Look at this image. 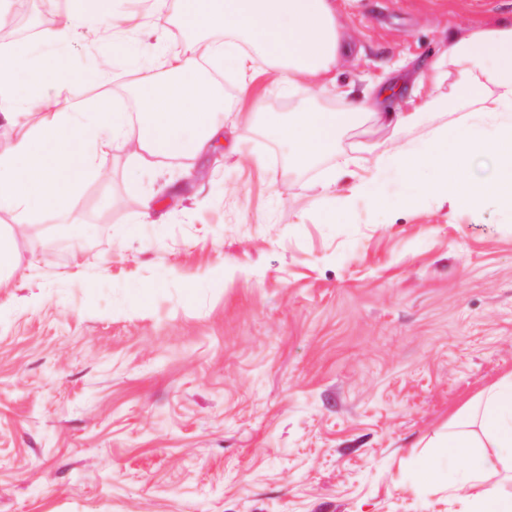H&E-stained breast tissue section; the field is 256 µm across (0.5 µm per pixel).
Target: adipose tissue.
I'll return each mask as SVG.
<instances>
[{
    "label": "adipose tissue",
    "instance_id": "adipose-tissue-1",
    "mask_svg": "<svg viewBox=\"0 0 512 512\" xmlns=\"http://www.w3.org/2000/svg\"><path fill=\"white\" fill-rule=\"evenodd\" d=\"M110 5L111 0H79L60 25L42 31L41 44L64 47L91 20L105 18ZM185 20L217 33L211 49L214 60L230 62L245 76L253 71L256 59H263L275 66L281 84L292 94L309 93L310 80L331 81L341 52L335 0H189ZM21 65L17 53L0 49V118L8 121L25 110L42 111L30 136L0 147V212L16 219L15 224L0 227V279L22 261L19 222L35 215L48 221L69 210L82 186L99 176L102 160L113 147H134L142 159H187L202 154L222 131L213 121L222 110L216 94L199 82L196 61L179 53L166 61L175 92L151 95L134 114L111 111L104 103L92 110L47 111L40 92L45 75L33 79L38 93L17 96L15 75ZM447 67L456 72L460 88L476 96L480 111L506 114V121L489 137L470 125L436 130L427 144L384 154L374 169L356 174L345 185L336 176H327L324 201L345 210L359 197L378 199L379 180L386 172L416 180L426 170L430 177L423 180V194L445 196L471 209L488 198L512 207V23L475 28L451 41L446 59L431 64L427 81L439 80ZM410 102L408 112H376L368 97L353 103L346 113L293 112L276 122L274 132L291 148L289 165L309 168L335 152L336 131L347 116L373 114L396 130L423 123L431 102L417 87L410 91ZM42 143L54 144V152L42 154L38 149ZM483 155L494 157L498 175L472 176L471 161ZM475 405L483 410L493 451L475 452L466 440L449 439L450 454L462 458L466 468L449 472L448 487L465 491L464 512H512V497H501L492 489L478 495L466 492L491 472L512 480V372L480 393Z\"/></svg>",
    "mask_w": 512,
    "mask_h": 512
}]
</instances>
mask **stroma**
I'll use <instances>...</instances> for the list:
<instances>
[{"label": "stroma", "mask_w": 512, "mask_h": 512, "mask_svg": "<svg viewBox=\"0 0 512 512\" xmlns=\"http://www.w3.org/2000/svg\"><path fill=\"white\" fill-rule=\"evenodd\" d=\"M346 50L332 84L288 95L257 62L250 113L241 78L206 65L214 37L167 0H112L107 85L81 65L101 25L61 50L58 111L106 101L139 111L166 55L204 61L224 101V139L198 159L102 161L56 224L79 248L47 254L56 224L19 240L25 262L0 284V512H461L438 477L458 469L449 436L484 440L465 403L512 370V210L470 211L390 173L381 204L322 201L373 158L479 122L454 77L401 132L354 120L335 153L288 169L273 113L343 112L369 85L390 112L449 42L512 21V0H351L336 14ZM247 135H240L243 121ZM206 180L181 187L184 169Z\"/></svg>", "instance_id": "stroma-1"}]
</instances>
